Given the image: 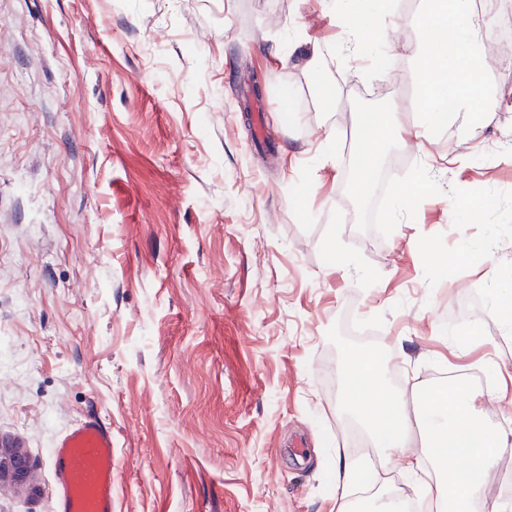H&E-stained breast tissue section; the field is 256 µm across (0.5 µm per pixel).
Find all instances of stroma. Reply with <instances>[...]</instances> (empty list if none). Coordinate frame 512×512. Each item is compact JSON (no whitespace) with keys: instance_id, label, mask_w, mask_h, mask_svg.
<instances>
[{"instance_id":"1","label":"stroma","mask_w":512,"mask_h":512,"mask_svg":"<svg viewBox=\"0 0 512 512\" xmlns=\"http://www.w3.org/2000/svg\"><path fill=\"white\" fill-rule=\"evenodd\" d=\"M334 32L327 0H0V443L31 464L30 487L0 481V512H55L47 456L81 416L112 428L118 512H336L340 452L361 467L352 501L409 498L343 429L339 354L380 351L415 391L512 364L473 287L489 263L512 279V240L433 288L418 250L455 233L447 190L512 191V116L422 130L400 109L415 63L383 69L374 46L341 64ZM253 75L268 156L240 108ZM358 99L397 108L388 175L421 163L443 190L386 237L346 194Z\"/></svg>"}]
</instances>
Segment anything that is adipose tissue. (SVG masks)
Here are the masks:
<instances>
[{"label":"adipose tissue","mask_w":512,"mask_h":512,"mask_svg":"<svg viewBox=\"0 0 512 512\" xmlns=\"http://www.w3.org/2000/svg\"><path fill=\"white\" fill-rule=\"evenodd\" d=\"M336 23L343 35L344 59L361 57L366 45L383 44L390 60H416L427 99L424 123L447 126L450 111L469 113L482 124L512 110L490 89L489 64L483 53L484 28L473 0H426L415 22L421 32L412 46L393 43L389 0H339ZM345 384L346 412L366 426L381 451H396L401 470L418 476L422 512H512V498L490 497L488 475L512 435L490 428L474 413L478 390L456 386L423 400L429 449H411L404 390L391 389L387 371L373 355L356 357Z\"/></svg>","instance_id":"1"}]
</instances>
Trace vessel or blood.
Wrapping results in <instances>:
<instances>
[{
  "instance_id": "1",
  "label": "vessel or blood",
  "mask_w": 512,
  "mask_h": 512,
  "mask_svg": "<svg viewBox=\"0 0 512 512\" xmlns=\"http://www.w3.org/2000/svg\"><path fill=\"white\" fill-rule=\"evenodd\" d=\"M112 448L111 426L85 416L55 440L49 464L58 488L57 512H114Z\"/></svg>"
}]
</instances>
